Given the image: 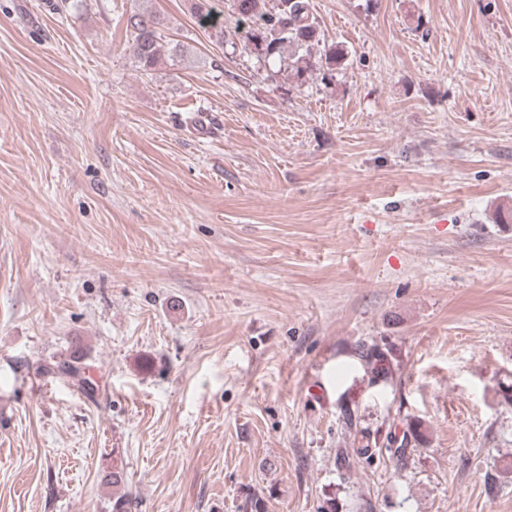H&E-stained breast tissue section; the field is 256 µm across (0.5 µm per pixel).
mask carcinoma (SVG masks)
Returning a JSON list of instances; mask_svg holds the SVG:
<instances>
[{"mask_svg":"<svg viewBox=\"0 0 512 512\" xmlns=\"http://www.w3.org/2000/svg\"><path fill=\"white\" fill-rule=\"evenodd\" d=\"M234 15V34L243 52L269 66H279L290 78L303 85L314 74L321 80L332 81L345 69L349 53L343 47L325 42L316 18L310 10V0H229ZM224 0H190L189 10L199 26L216 42L224 43V24L220 18ZM133 30L132 51L139 68L153 70L169 55L180 54V45L164 41L154 13L144 10L130 18ZM355 356L384 381L393 379L392 349L361 342ZM426 429L408 421L401 431H390L382 447L390 457L401 461L408 448L425 442Z\"/></svg>","mask_w":512,"mask_h":512,"instance_id":"carcinoma-1","label":"carcinoma"}]
</instances>
